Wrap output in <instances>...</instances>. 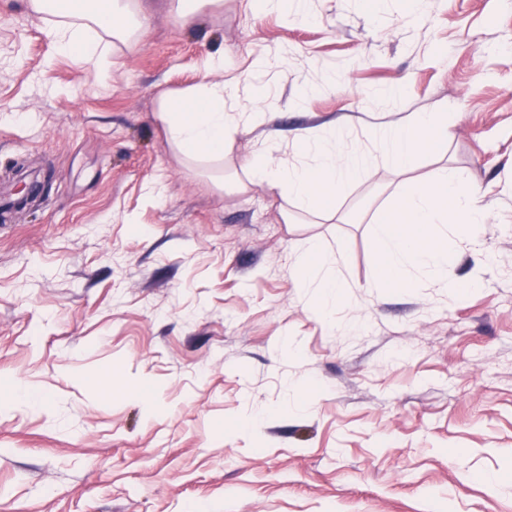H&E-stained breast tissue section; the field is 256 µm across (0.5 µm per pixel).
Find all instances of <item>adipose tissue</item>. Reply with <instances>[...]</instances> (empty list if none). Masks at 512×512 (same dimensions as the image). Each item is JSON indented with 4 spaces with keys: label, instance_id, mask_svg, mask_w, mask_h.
Returning a JSON list of instances; mask_svg holds the SVG:
<instances>
[{
    "label": "adipose tissue",
    "instance_id": "obj_1",
    "mask_svg": "<svg viewBox=\"0 0 512 512\" xmlns=\"http://www.w3.org/2000/svg\"><path fill=\"white\" fill-rule=\"evenodd\" d=\"M146 21L139 0H96L94 5L64 12L47 30L58 49L73 51L86 62L97 60L105 39L136 50L142 43ZM234 80L201 79L195 86L167 93L158 114L172 144L190 160L220 158L225 145L240 128L256 120L266 108L263 91H255L248 107L232 114L224 97ZM374 150L359 157H344V144L336 130L327 136L302 138L307 161L287 164L275 160L269 148L254 151L244 166L249 182L264 184L283 199L294 200L309 212L332 218L334 202L356 181L369 177L382 162L398 172L409 170L419 152L448 140L444 112H404L370 129ZM488 214L476 188L465 185L456 172L441 166L428 180H407L399 191L395 213H383L374 226L379 255L378 283L414 287L415 277L433 279L448 268L449 234H461L474 252H481L479 229ZM339 255L314 242L295 256V270L306 287L315 291L321 315L339 305L342 285L333 275Z\"/></svg>",
    "mask_w": 512,
    "mask_h": 512
}]
</instances>
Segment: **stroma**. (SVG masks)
Returning a JSON list of instances; mask_svg holds the SVG:
<instances>
[{"instance_id":"stroma-1","label":"stroma","mask_w":512,"mask_h":512,"mask_svg":"<svg viewBox=\"0 0 512 512\" xmlns=\"http://www.w3.org/2000/svg\"><path fill=\"white\" fill-rule=\"evenodd\" d=\"M141 8L143 45L96 67L0 0V178L52 176L0 222V512H512V0H313L290 22L223 0L191 25ZM263 51L288 59L263 120L187 161L161 95ZM414 111L447 113V143L376 165L334 220L210 180L333 124L372 151L353 116ZM443 165L482 193L483 255L452 237L442 279L374 286L376 219ZM312 237L344 251L327 321L293 267Z\"/></svg>"}]
</instances>
